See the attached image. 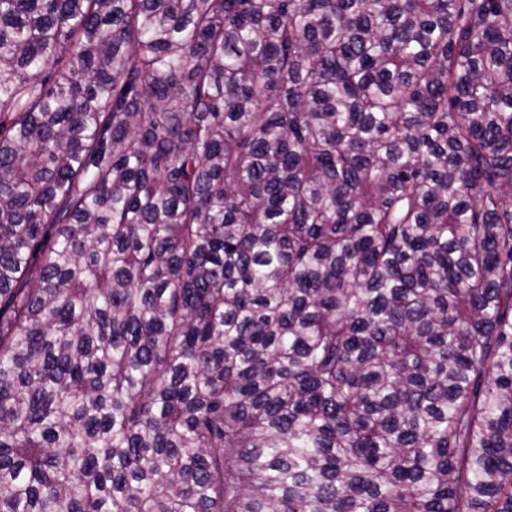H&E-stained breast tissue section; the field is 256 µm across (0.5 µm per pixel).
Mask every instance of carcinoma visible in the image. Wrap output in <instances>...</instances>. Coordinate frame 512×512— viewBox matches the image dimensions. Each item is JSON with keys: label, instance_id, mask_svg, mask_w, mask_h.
<instances>
[{"label": "carcinoma", "instance_id": "obj_1", "mask_svg": "<svg viewBox=\"0 0 512 512\" xmlns=\"http://www.w3.org/2000/svg\"><path fill=\"white\" fill-rule=\"evenodd\" d=\"M0 512H512V0H0Z\"/></svg>", "mask_w": 512, "mask_h": 512}]
</instances>
